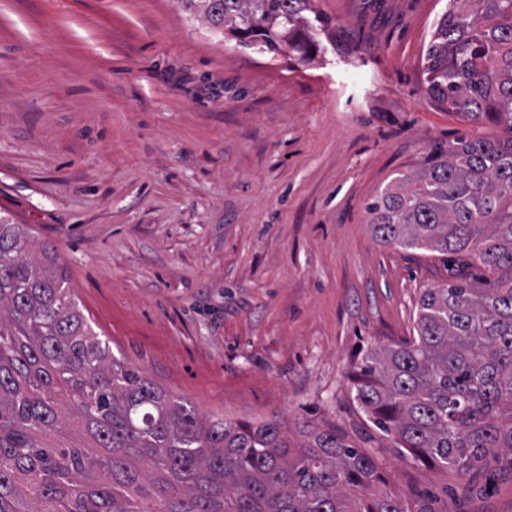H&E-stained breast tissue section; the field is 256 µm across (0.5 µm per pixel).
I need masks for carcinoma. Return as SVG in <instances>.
<instances>
[{
	"instance_id": "cac0c4a2",
	"label": "carcinoma",
	"mask_w": 512,
	"mask_h": 512,
	"mask_svg": "<svg viewBox=\"0 0 512 512\" xmlns=\"http://www.w3.org/2000/svg\"><path fill=\"white\" fill-rule=\"evenodd\" d=\"M309 0H179L245 46L302 55ZM428 94L502 136L435 147L367 204L375 238L487 276L432 288L416 336L363 353L354 400L461 478L512 454V0H451ZM334 430L201 414L112 355L64 276L0 219V512H411Z\"/></svg>"
}]
</instances>
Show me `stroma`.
Wrapping results in <instances>:
<instances>
[{
    "label": "stroma",
    "instance_id": "1",
    "mask_svg": "<svg viewBox=\"0 0 512 512\" xmlns=\"http://www.w3.org/2000/svg\"><path fill=\"white\" fill-rule=\"evenodd\" d=\"M449 0H310L300 59L178 0H0V213L113 354L202 412L335 429L380 489L512 512V455L471 484L367 422L349 372L409 340L453 263L379 243L366 206L434 145L492 139L427 93Z\"/></svg>",
    "mask_w": 512,
    "mask_h": 512
}]
</instances>
